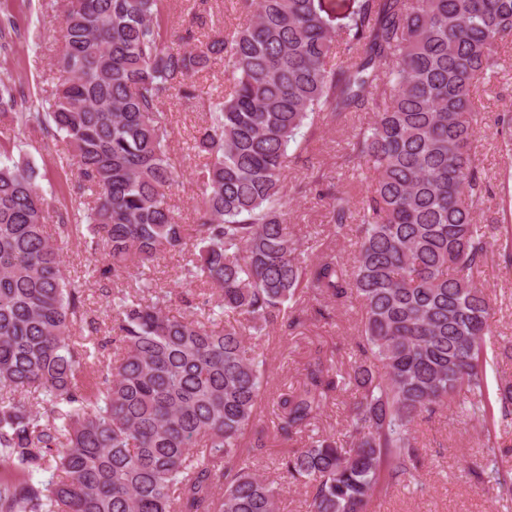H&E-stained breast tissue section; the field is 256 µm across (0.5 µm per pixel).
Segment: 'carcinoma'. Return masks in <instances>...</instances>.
<instances>
[{"label": "carcinoma", "instance_id": "carcinoma-1", "mask_svg": "<svg viewBox=\"0 0 512 512\" xmlns=\"http://www.w3.org/2000/svg\"><path fill=\"white\" fill-rule=\"evenodd\" d=\"M167 0H43L61 16L52 46L53 103L17 112L0 78V126L62 137L78 170L75 209L50 215L37 170L0 138V512H279L280 488L243 458L270 375L246 344L274 325L294 334L340 308L361 312L359 364L322 352L277 396L275 432L301 446L282 478L311 489L306 512H371L420 465L414 423L456 403L471 421L493 411L487 339L492 306L475 279L499 226L480 224L489 186L473 150L474 92L512 40V0H356L333 27L321 0H235L239 29L169 44ZM19 35L0 17V48ZM224 61V89L196 78ZM176 97L207 120L195 223L171 204L180 170L169 152ZM372 113L340 156L366 176L359 201L330 195L329 236L359 226L348 262L327 246L310 259L288 204L320 184L297 139L320 116ZM297 152L290 155L291 144ZM55 235L82 236L109 262L112 335H76L82 284ZM186 285L212 289L206 316L166 312L151 277L187 245ZM315 305L308 307L306 303ZM354 386L345 446L311 435L337 393ZM50 474L49 479L41 476ZM480 476L512 498L489 456Z\"/></svg>", "mask_w": 512, "mask_h": 512}]
</instances>
